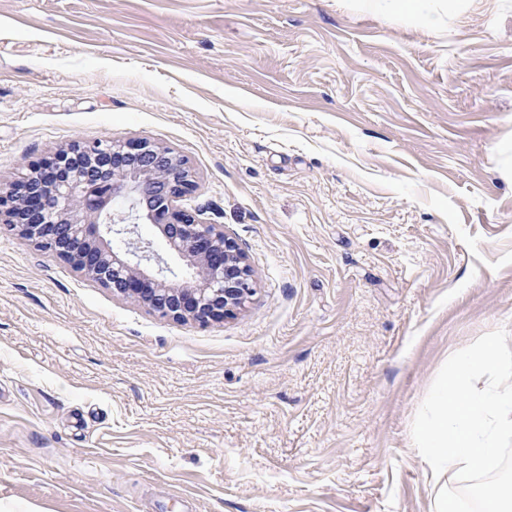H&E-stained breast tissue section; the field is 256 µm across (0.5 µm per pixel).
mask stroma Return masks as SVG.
Returning <instances> with one entry per match:
<instances>
[{"label": "stroma", "instance_id": "obj_1", "mask_svg": "<svg viewBox=\"0 0 512 512\" xmlns=\"http://www.w3.org/2000/svg\"><path fill=\"white\" fill-rule=\"evenodd\" d=\"M0 0V184L147 139L247 251L178 323L0 224V502L15 512H435L413 418L512 348V0ZM365 4L385 11L406 14L426 26H434L438 18L431 7L433 0H362Z\"/></svg>", "mask_w": 512, "mask_h": 512}]
</instances>
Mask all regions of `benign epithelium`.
Segmentation results:
<instances>
[{
  "label": "benign epithelium",
  "instance_id": "1",
  "mask_svg": "<svg viewBox=\"0 0 512 512\" xmlns=\"http://www.w3.org/2000/svg\"><path fill=\"white\" fill-rule=\"evenodd\" d=\"M195 189L188 161L166 146L74 141L0 185V223L117 296L206 325L236 316L256 288L247 253L223 225L178 205ZM140 224L156 228L183 266L154 252Z\"/></svg>",
  "mask_w": 512,
  "mask_h": 512
}]
</instances>
